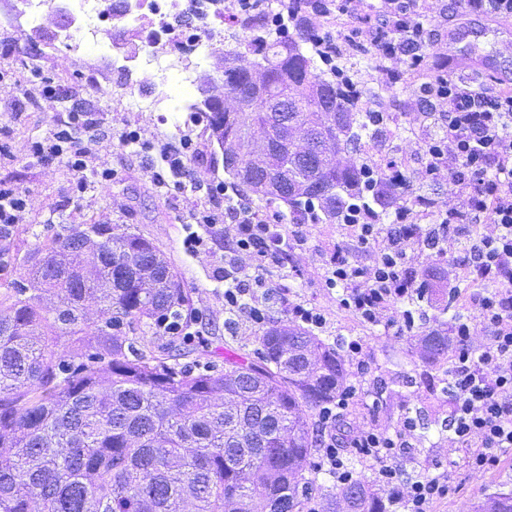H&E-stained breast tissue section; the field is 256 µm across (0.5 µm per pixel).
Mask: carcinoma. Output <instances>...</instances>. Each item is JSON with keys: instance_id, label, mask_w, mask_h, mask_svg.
<instances>
[{"instance_id": "carcinoma-1", "label": "carcinoma", "mask_w": 512, "mask_h": 512, "mask_svg": "<svg viewBox=\"0 0 512 512\" xmlns=\"http://www.w3.org/2000/svg\"><path fill=\"white\" fill-rule=\"evenodd\" d=\"M305 0H288L286 24L252 29L249 52L265 70L281 112L250 96L241 69L224 70V97L244 106L218 109L206 98L212 145L256 127L275 151L270 168L224 153L233 185L297 218L308 205L317 222L341 223L357 204L377 220L393 201L365 190L367 157L328 169L327 152L359 153L383 132L384 113L364 111L370 93L338 65L322 69L324 39L303 19ZM306 132L296 148L279 128ZM96 241L76 231L64 251L54 243L24 259L25 284L0 299V512H307L316 478L312 411L347 387L335 344L285 322L266 327L260 362L224 369L180 363L190 351L169 340L159 354L120 334L123 323L160 334L159 318L181 316L189 298L164 253L139 233L112 232ZM56 297L51 307L41 294ZM90 302L103 320L86 351L60 356L58 333L83 334ZM428 363L448 357V323L421 341ZM107 361L104 378L92 362ZM360 470L347 487L322 492L325 512H384ZM482 512H512V493H494Z\"/></svg>"}]
</instances>
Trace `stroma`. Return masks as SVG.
<instances>
[{"mask_svg":"<svg viewBox=\"0 0 512 512\" xmlns=\"http://www.w3.org/2000/svg\"><path fill=\"white\" fill-rule=\"evenodd\" d=\"M489 20L479 15L463 17L460 22L465 33L463 41L480 55H490L500 69L512 72V37H494L487 30ZM62 26L56 14H48L36 27L26 25L13 11V0H0V68L7 78L0 83V183L24 193L28 208L10 238L0 241V296L12 293L19 281L25 256L34 248L47 244L68 229L81 224H109L144 235L152 241L173 265L181 286L190 297V307L199 319L193 325L192 336L183 340L185 347L196 350L201 362L223 367L225 360L253 354L261 326L247 318L229 324L224 312V286L218 283L215 272L224 263L231 248V239L223 227L211 230L204 247L196 252L183 248V240L191 228L193 212L198 202L191 184L197 180L227 182L222 162L212 160L213 148L205 124L193 123L192 115L180 111L183 98L196 101L221 93L223 86L205 82V75L220 73V59L225 50L239 46L241 38L225 30L224 44L216 48L197 70L198 77L186 96H174L166 113L132 112L126 99L132 94L149 93L153 84L151 73L142 72L132 87H125L113 71L108 56L101 53H72L55 46ZM33 41L44 49L40 62L42 74L33 77L22 53L25 41ZM400 82L381 96H365L363 104L371 111L388 112L395 121L387 135L364 148V155L374 162L394 157L401 161L407 178L403 198L428 196L440 205H457L458 197L446 179L428 180L422 174L424 156L421 134L437 130L432 116L425 114L415 87L422 82L427 66L400 65ZM56 88V96L22 101L20 93L30 81ZM78 91L86 110L99 125L95 137H88L80 128L73 134L87 148L89 170L108 168L112 180L107 184L88 181L85 192H77L76 177L60 160L44 162L29 156L32 143L51 138L58 124L68 114L60 98L61 91ZM138 130L145 150L126 147V131ZM187 134L198 143L201 155L187 165L183 178L166 177L163 186L153 184L151 157L157 156L167 143L177 142ZM305 243L292 250L287 260L269 264L259 270L263 285V300L269 321L287 319L288 307L305 303L324 310L327 324L320 336L326 340L363 337L366 343L363 366L346 361L347 381L361 385L363 392L354 399L338 429L349 436L362 429L378 426L398 427L404 416L415 415L426 408L430 416L447 418L451 398L443 393L441 380L449 362L428 366L421 359L416 344L419 336L432 328V321L416 324L409 332L381 326H369L355 320L337 304L338 289L325 287L322 281L320 258L344 238L335 224H307L303 227ZM448 256L437 260L429 252L415 250L410 266L418 280L437 284L439 279L456 277L462 256L460 237L448 233ZM399 375L409 376L410 386L375 399L373 385L390 382ZM411 448L398 464L406 477L435 475L448 467L449 460L459 459L448 438L436 442L420 441L411 436ZM456 477L461 490L435 505L434 512H474L476 505L494 492L512 491V449L503 453L501 463L491 470L473 471L458 468Z\"/></svg>","mask_w":512,"mask_h":512,"instance_id":"stroma-1","label":"stroma"}]
</instances>
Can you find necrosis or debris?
Returning <instances> with one entry per match:
<instances>
[{"label": "necrosis or debris", "instance_id": "necrosis-or-debris-1", "mask_svg": "<svg viewBox=\"0 0 512 512\" xmlns=\"http://www.w3.org/2000/svg\"><path fill=\"white\" fill-rule=\"evenodd\" d=\"M69 17L58 41L80 51L101 45L108 25L138 22L144 14L157 19L154 28L142 32L141 50L128 57L112 46V67L118 72L143 70L154 77V90L128 101L136 112L154 111L170 100L174 88H189L194 74L224 41L223 0H65Z\"/></svg>", "mask_w": 512, "mask_h": 512}]
</instances>
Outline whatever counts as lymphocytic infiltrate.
<instances>
[{
  "instance_id": "lymphocytic-infiltrate-1",
  "label": "lymphocytic infiltrate",
  "mask_w": 512,
  "mask_h": 512,
  "mask_svg": "<svg viewBox=\"0 0 512 512\" xmlns=\"http://www.w3.org/2000/svg\"><path fill=\"white\" fill-rule=\"evenodd\" d=\"M334 12L359 23L360 34L381 63V74L389 77L404 58L422 61L436 36L419 0H377L372 7L367 0H308L305 20L317 22ZM420 97L423 106L437 114L441 129L423 144L424 173L432 180L448 177L461 197L459 207L438 212L437 222L427 226L420 225L414 209L400 207L394 228L388 230L360 209L349 211L343 227L350 242L325 257L323 277L326 287L341 289L340 306L359 321L408 332L416 319L411 304L428 297L407 265L409 251L420 247L443 258L451 225H491L490 233L470 239L466 248V276L481 291L469 300L471 315L450 327L453 400L448 421L452 443L464 452L463 466L486 469L512 448V87L463 81L439 69L421 84ZM90 121L89 113H71L51 140L32 146V153L46 161H65L82 176L87 150L72 130ZM204 190L210 204L196 209L198 229L184 244L200 249L204 230L227 224L232 251L220 269L224 310L262 323L265 310L245 269L282 262L303 239L295 229L281 232L280 217L255 207L240 190L220 183L205 184ZM353 244L372 251L370 264L350 260ZM478 333L484 336L479 344L474 341ZM357 393L356 386H349L336 403L319 412L328 430L321 460L337 484L351 483L356 476L347 461L352 448L376 462L385 512H430L434 504L458 492L453 472L409 479L399 469L397 462L415 429L412 418H404L396 430L375 426L347 440L331 433Z\"/></svg>"
}]
</instances>
